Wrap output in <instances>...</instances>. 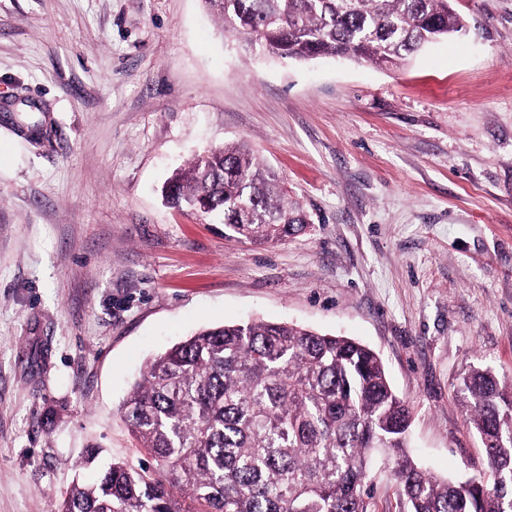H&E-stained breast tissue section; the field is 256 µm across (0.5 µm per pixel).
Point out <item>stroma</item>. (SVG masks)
I'll return each instance as SVG.
<instances>
[{"instance_id":"obj_1","label":"stroma","mask_w":512,"mask_h":512,"mask_svg":"<svg viewBox=\"0 0 512 512\" xmlns=\"http://www.w3.org/2000/svg\"><path fill=\"white\" fill-rule=\"evenodd\" d=\"M405 66L273 60L204 0H0V512H52L88 448L148 462L121 405L192 332L355 338L412 410L411 451L485 469L455 394L512 378V0ZM244 143L307 213L256 245L162 188Z\"/></svg>"}]
</instances>
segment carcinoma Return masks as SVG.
<instances>
[{
    "instance_id": "obj_1",
    "label": "carcinoma",
    "mask_w": 512,
    "mask_h": 512,
    "mask_svg": "<svg viewBox=\"0 0 512 512\" xmlns=\"http://www.w3.org/2000/svg\"><path fill=\"white\" fill-rule=\"evenodd\" d=\"M204 2L246 48L272 58L398 67L466 32L454 0ZM165 197L205 207L260 245L307 229L276 173L240 143L194 158ZM457 398L487 458L469 482L414 461L410 408L369 347L288 322L206 327L148 361L121 406L157 472L112 461L95 479L75 480L55 512H374L369 478L379 461L397 512H508L512 384L474 368Z\"/></svg>"
}]
</instances>
